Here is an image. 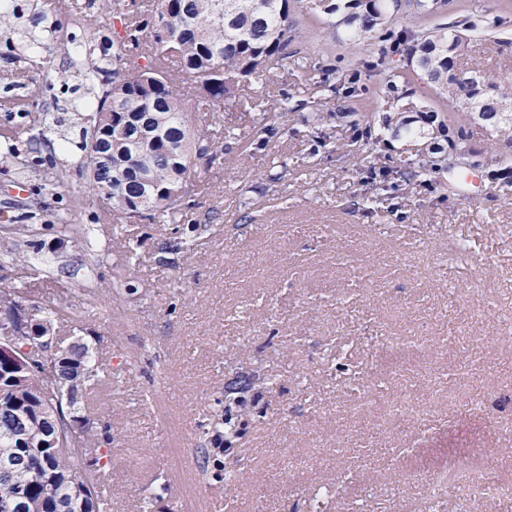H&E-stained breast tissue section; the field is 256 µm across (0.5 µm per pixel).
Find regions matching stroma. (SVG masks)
I'll use <instances>...</instances> for the list:
<instances>
[{
	"label": "stroma",
	"mask_w": 512,
	"mask_h": 512,
	"mask_svg": "<svg viewBox=\"0 0 512 512\" xmlns=\"http://www.w3.org/2000/svg\"><path fill=\"white\" fill-rule=\"evenodd\" d=\"M153 0H119L115 17L88 19V0H24L59 24L51 59L8 61L0 32V99L22 75L63 67L68 36L97 41L120 18ZM472 11L495 26L473 30L457 73L496 82L512 73V11L500 0H453L434 23ZM299 35L282 65L254 73L224 104L204 110L193 87L184 107L215 136L214 162L194 174L197 193L165 219L94 223L84 180L70 175L26 238L0 231V278L24 284L31 299L75 314L60 325L61 345L101 339L102 386L87 393L96 426L111 424L107 474L112 512H189L197 490L233 497L236 512H471L464 493L432 478L449 461L475 472L493 465L512 482V184L487 173L512 168V144L471 130L473 154L436 144L445 167L428 182L408 163L438 108L425 81L395 77L406 60L396 33L410 19L389 11L390 39L347 41L343 13L324 24L320 0H303ZM371 100L356 113L345 94L352 73ZM83 198L79 222L95 243L63 234L53 214ZM38 251L25 275L8 251ZM486 278V290L474 288ZM99 296L84 304L85 290ZM500 336L475 357V336ZM432 336L439 354L388 370L385 344ZM250 385L222 480L204 471L211 417L230 388ZM409 392V412L389 409ZM502 450L486 462V443ZM305 463L285 481L289 461ZM419 475L395 483L399 470Z\"/></svg>",
	"instance_id": "obj_1"
}]
</instances>
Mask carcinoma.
<instances>
[{"mask_svg": "<svg viewBox=\"0 0 512 512\" xmlns=\"http://www.w3.org/2000/svg\"><path fill=\"white\" fill-rule=\"evenodd\" d=\"M293 0H155L151 14L168 16L183 28L175 45L150 35L140 48L145 22L126 18L123 33L103 42L71 40L69 67L81 83L62 112L42 113L39 124L55 130L67 125L65 114L77 116L80 133L63 134L59 154L39 156L40 142L31 129L11 125L0 130V160L35 154L31 168L46 165L51 176L42 189L55 191L70 170L87 174L89 193L99 198L103 217H134L133 198L142 199V213L173 217L195 191L190 179L197 162L217 155L209 131L195 129L182 108L176 75L189 76L214 112L258 70L270 69L288 57L297 25ZM349 13L347 40L355 43L372 34L385 20V0H355ZM223 17H218V13ZM42 12L21 21V8L0 4V29L15 36L26 56L43 55L54 41L56 28L43 25ZM468 39L451 25L420 26L400 77L425 80L440 99L456 111L439 125L459 155L473 152L465 126L470 119L489 124L487 139L508 134L512 142V83L488 82L475 71L454 72L457 53ZM154 82L153 95L137 93L141 81ZM102 112H143L141 128L115 123L105 131L95 126ZM37 193L22 205L10 233L24 237L26 215L43 207ZM73 205L56 215L58 223L85 241L90 229L77 222ZM20 288L0 282V310L15 306ZM38 328L53 333L69 318L58 306H39ZM53 366L44 377L30 367L39 353L24 358L0 357V512H111L103 476L112 466V436L100 432L80 413L83 391L99 384L98 366L90 345L76 341L50 353ZM83 432L74 447L62 442L72 425Z\"/></svg>", "mask_w": 512, "mask_h": 512, "instance_id": "1", "label": "carcinoma"}]
</instances>
